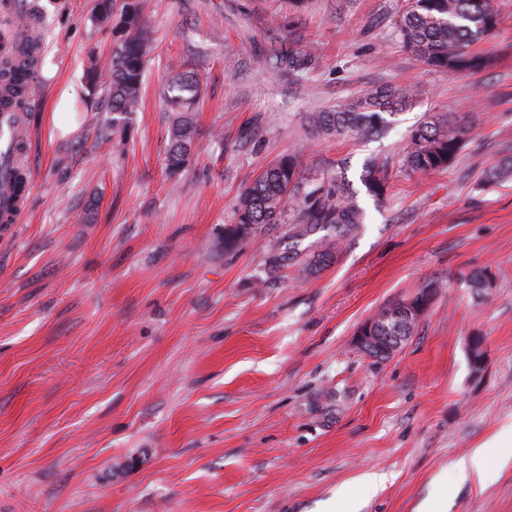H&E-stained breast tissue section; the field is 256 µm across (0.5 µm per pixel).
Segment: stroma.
I'll use <instances>...</instances> for the list:
<instances>
[{
	"mask_svg": "<svg viewBox=\"0 0 512 512\" xmlns=\"http://www.w3.org/2000/svg\"><path fill=\"white\" fill-rule=\"evenodd\" d=\"M36 2L29 187L0 226V512H512V460L491 445L512 422V179L486 180L512 156V0H493L476 73L402 44L407 0H144V106L113 136L86 69L119 30L97 0ZM275 47L316 57L298 76L262 66ZM179 59L203 103L173 177L163 91ZM380 86L416 91L383 135L309 126ZM436 112L469 115L475 138L447 169L405 171L404 140ZM285 154L342 173L366 210L311 272L316 235L286 226L224 249L239 194ZM372 156L388 163L379 201L360 181ZM477 270L492 288L458 287ZM429 279L443 287L413 336L363 354L364 321ZM482 445L498 479H457Z\"/></svg>",
	"mask_w": 512,
	"mask_h": 512,
	"instance_id": "1",
	"label": "stroma"
}]
</instances>
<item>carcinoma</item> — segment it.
Masks as SVG:
<instances>
[{"instance_id":"carcinoma-1","label":"carcinoma","mask_w":512,"mask_h":512,"mask_svg":"<svg viewBox=\"0 0 512 512\" xmlns=\"http://www.w3.org/2000/svg\"><path fill=\"white\" fill-rule=\"evenodd\" d=\"M118 16L122 37L111 55L95 61L90 88L110 98L112 131H125L138 111L145 82V64L151 48L150 31L142 20L140 0H98L97 18L107 22ZM497 25L491 0H409L397 22L403 44L428 65L451 72H478L488 59L471 47ZM31 46L15 49L10 57L0 58V113L26 111L31 90L28 80ZM275 63L293 72L308 69L314 56L286 54L271 56ZM167 107L173 113L169 125L166 167L174 176L183 171L191 158L196 138L192 112L200 99L201 88L187 61L168 66ZM410 88L378 89L364 99H351L336 109L308 114L317 134L332 137L355 133L362 137L379 134L385 127L384 114L394 104L412 97ZM469 121L451 113H433L413 129L402 149V162L410 172L427 173L448 166L464 145L473 139ZM387 165L371 159L362 175L367 193L378 200L385 195ZM512 175V157L501 159L487 174V181L498 182ZM26 172L14 169L10 185L0 183V191L12 190L23 200ZM364 212L349 184L334 175L307 179L299 159L284 154L268 166L240 194L234 222L224 225V248L231 251L257 239L258 231L274 224H293L298 235L324 230L309 268L329 265L342 245L352 240L363 224ZM461 288L479 294L490 287L483 271L458 279Z\"/></svg>"}]
</instances>
